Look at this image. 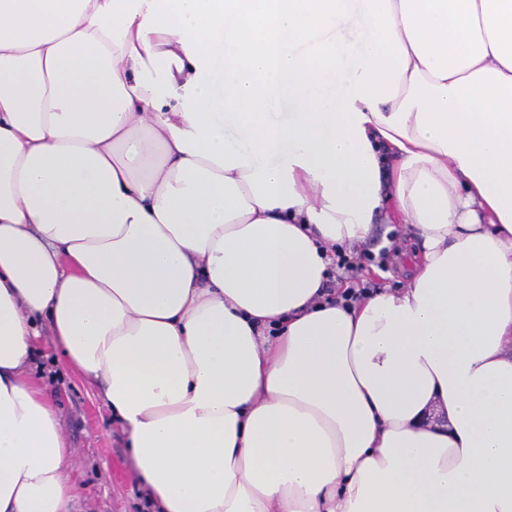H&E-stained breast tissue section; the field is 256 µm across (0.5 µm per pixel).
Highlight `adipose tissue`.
Instances as JSON below:
<instances>
[{"instance_id":"1","label":"adipose tissue","mask_w":512,"mask_h":512,"mask_svg":"<svg viewBox=\"0 0 512 512\" xmlns=\"http://www.w3.org/2000/svg\"><path fill=\"white\" fill-rule=\"evenodd\" d=\"M43 324L154 512H512V0H0V512L75 495ZM375 225L373 237L361 249L353 248L352 251L347 252L343 248L336 247L333 251V256L329 255L331 264L328 267V280L327 287L323 288V292L318 296L319 302H327L331 304H341L344 307L350 306L367 295L374 294L381 291L380 283H385L384 288H399L406 283L405 272L401 267H407L406 257L415 253L418 248V242L413 236L412 230L404 227L401 224H384V220H378ZM396 230V231H393ZM392 231V232H391ZM391 232V233H390ZM393 243L391 248L384 247L379 253L380 263H385L391 253L397 252L392 256L387 269H382L376 263H364L366 261L373 262L375 257L371 251L378 254L381 247L388 244L387 237ZM399 237V246H398ZM402 255L399 260L400 255ZM364 267V269H363ZM362 271V278L360 272ZM380 271L383 275H379L373 270ZM340 282L344 288H333V282ZM394 284V285H393Z\"/></svg>"}]
</instances>
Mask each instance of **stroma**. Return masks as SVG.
Returning a JSON list of instances; mask_svg holds the SVG:
<instances>
[{"label": "stroma", "mask_w": 512, "mask_h": 512, "mask_svg": "<svg viewBox=\"0 0 512 512\" xmlns=\"http://www.w3.org/2000/svg\"><path fill=\"white\" fill-rule=\"evenodd\" d=\"M394 230L377 222L366 250L378 252ZM395 231L399 233L398 257L380 273L375 272L373 264H366L364 280H377L389 287L405 284L404 259L414 254L418 242L410 228L402 226ZM35 357L40 380L60 412L63 432L74 450L72 480L77 497L73 512H143L144 494L130 467L125 432L97 392L59 361L49 328L41 330Z\"/></svg>", "instance_id": "1"}]
</instances>
